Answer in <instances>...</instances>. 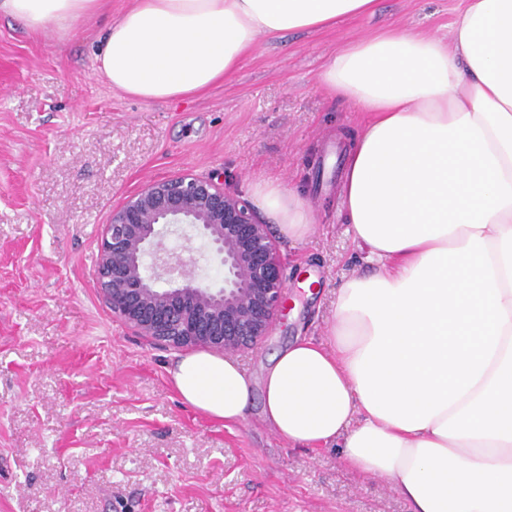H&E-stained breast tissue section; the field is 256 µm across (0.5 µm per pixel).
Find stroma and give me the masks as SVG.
I'll return each instance as SVG.
<instances>
[{
	"label": "stroma",
	"instance_id": "35a3bbf8",
	"mask_svg": "<svg viewBox=\"0 0 512 512\" xmlns=\"http://www.w3.org/2000/svg\"><path fill=\"white\" fill-rule=\"evenodd\" d=\"M130 3L105 0L65 35L0 17V512H409L340 449L288 445L260 401L229 428L184 403L175 350L112 314L95 268L113 208L146 181L190 172L244 195L272 176L302 190L316 226L277 240L295 309L237 359L256 377L295 336H326L337 288L364 268L339 188L369 115L318 75L381 30L447 36L462 0H377L322 31L259 37L224 82L160 103L95 70Z\"/></svg>",
	"mask_w": 512,
	"mask_h": 512
}]
</instances>
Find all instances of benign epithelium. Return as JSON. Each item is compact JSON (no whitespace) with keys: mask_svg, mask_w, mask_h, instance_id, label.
<instances>
[{"mask_svg":"<svg viewBox=\"0 0 512 512\" xmlns=\"http://www.w3.org/2000/svg\"><path fill=\"white\" fill-rule=\"evenodd\" d=\"M179 226L224 271L214 288L190 272L192 248L169 249ZM99 293L138 334L177 349L236 353L266 336L284 309L287 277L250 200L190 173L150 180L112 209L98 248Z\"/></svg>","mask_w":512,"mask_h":512,"instance_id":"obj_1","label":"benign epithelium"}]
</instances>
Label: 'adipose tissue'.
I'll return each mask as SVG.
<instances>
[{
  "label": "adipose tissue",
  "instance_id": "obj_1",
  "mask_svg": "<svg viewBox=\"0 0 512 512\" xmlns=\"http://www.w3.org/2000/svg\"><path fill=\"white\" fill-rule=\"evenodd\" d=\"M102 0H0L30 32H68ZM376 0H133L97 73L145 102L206 91L262 35L370 15ZM318 83L371 119L346 155V233L367 270L336 292L326 340L297 338L261 379V419L297 448H341L410 512H512V0H463L449 37L385 30ZM283 238L315 217L273 177L251 185ZM183 402L232 426L252 379L200 351L167 369Z\"/></svg>",
  "mask_w": 512,
  "mask_h": 512
}]
</instances>
